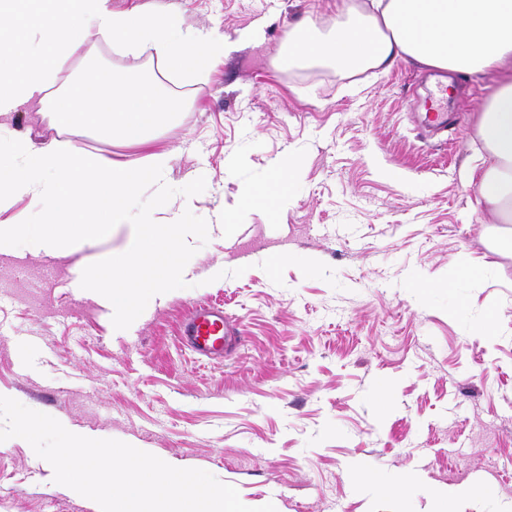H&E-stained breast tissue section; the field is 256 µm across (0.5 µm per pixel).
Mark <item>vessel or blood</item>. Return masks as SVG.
I'll return each mask as SVG.
<instances>
[{"mask_svg":"<svg viewBox=\"0 0 512 512\" xmlns=\"http://www.w3.org/2000/svg\"><path fill=\"white\" fill-rule=\"evenodd\" d=\"M438 94L423 103L424 127L430 133H441L448 129V85L440 83ZM235 330L221 308L199 305L187 315L181 340L194 355L218 359L229 347Z\"/></svg>","mask_w":512,"mask_h":512,"instance_id":"b4317fda","label":"vessel or blood"}]
</instances>
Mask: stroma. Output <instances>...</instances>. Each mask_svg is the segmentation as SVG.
<instances>
[{"label": "stroma", "mask_w": 512, "mask_h": 512, "mask_svg": "<svg viewBox=\"0 0 512 512\" xmlns=\"http://www.w3.org/2000/svg\"><path fill=\"white\" fill-rule=\"evenodd\" d=\"M134 1L236 48L198 76L96 42L57 85L93 65L132 77L155 68L153 92L180 104L172 124L129 146L60 127L31 103L0 115V137L70 142L115 161L168 150L167 184L206 180L169 209L207 220L220 211L224 227L190 259L188 288L151 299L125 330L105 297L69 295L64 279L124 248L127 228L69 258L35 245L0 251V395L71 431L206 470L250 507L431 512L437 492L483 481L486 498L461 512H512V230L477 207L468 182L488 78L449 73L458 122L443 142L415 107L431 67L288 58L286 29L309 17L333 30L338 0H111L116 10ZM254 26L263 42L237 44ZM291 161L284 192L240 208ZM279 253L326 263L337 286L294 266L273 284L259 264ZM206 303L222 304L242 333L220 362L180 340L189 310ZM0 512L98 510L14 437L0 442Z\"/></svg>", "instance_id": "35a3bbf8"}]
</instances>
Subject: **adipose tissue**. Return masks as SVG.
<instances>
[{
	"instance_id": "obj_1",
	"label": "adipose tissue",
	"mask_w": 512,
	"mask_h": 512,
	"mask_svg": "<svg viewBox=\"0 0 512 512\" xmlns=\"http://www.w3.org/2000/svg\"><path fill=\"white\" fill-rule=\"evenodd\" d=\"M128 52L154 51L174 72L206 73L226 54L223 36L183 27L174 16L136 7L115 11L110 0H0V114L36 101L61 126L105 139L147 144L173 118L170 101L134 86L120 72L101 70L68 89L57 73L88 43ZM289 55L388 69L395 60L490 77L477 117L482 150L469 172L476 202L499 223H512V0H346L333 32L315 34L304 19L284 34Z\"/></svg>"
}]
</instances>
